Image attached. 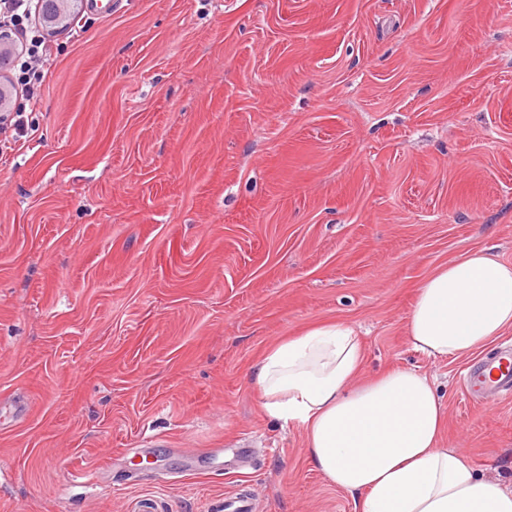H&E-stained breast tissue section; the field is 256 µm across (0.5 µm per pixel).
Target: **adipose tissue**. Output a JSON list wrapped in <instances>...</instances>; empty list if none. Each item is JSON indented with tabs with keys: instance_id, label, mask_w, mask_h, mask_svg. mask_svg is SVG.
I'll use <instances>...</instances> for the list:
<instances>
[{
	"instance_id": "obj_1",
	"label": "adipose tissue",
	"mask_w": 512,
	"mask_h": 512,
	"mask_svg": "<svg viewBox=\"0 0 512 512\" xmlns=\"http://www.w3.org/2000/svg\"><path fill=\"white\" fill-rule=\"evenodd\" d=\"M510 327L512 264L474 251L423 282L407 335L426 356L461 358ZM362 362L354 331L326 324L268 349L252 378L272 417L304 429L310 461L355 495L356 512H512V489L442 447L434 382L397 368L349 388Z\"/></svg>"
}]
</instances>
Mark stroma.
<instances>
[{
  "mask_svg": "<svg viewBox=\"0 0 512 512\" xmlns=\"http://www.w3.org/2000/svg\"><path fill=\"white\" fill-rule=\"evenodd\" d=\"M48 51L0 131V512H354L251 378L332 323L512 486V399L406 334L436 269L512 263V0H95Z\"/></svg>",
  "mask_w": 512,
  "mask_h": 512,
  "instance_id": "1",
  "label": "stroma"
}]
</instances>
